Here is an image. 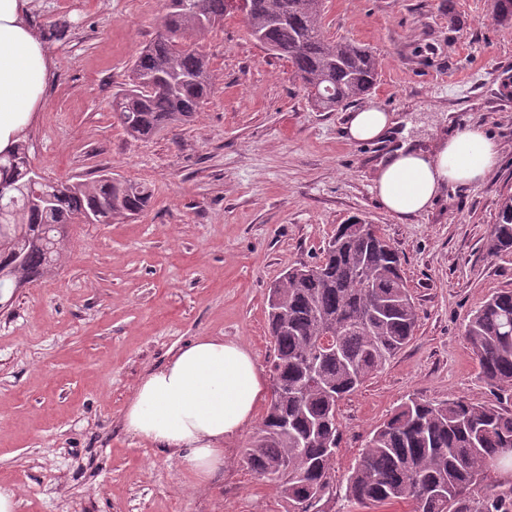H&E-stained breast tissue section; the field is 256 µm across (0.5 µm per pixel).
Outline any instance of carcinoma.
Returning a JSON list of instances; mask_svg holds the SVG:
<instances>
[{
	"instance_id": "carcinoma-1",
	"label": "carcinoma",
	"mask_w": 512,
	"mask_h": 512,
	"mask_svg": "<svg viewBox=\"0 0 512 512\" xmlns=\"http://www.w3.org/2000/svg\"><path fill=\"white\" fill-rule=\"evenodd\" d=\"M324 0H255L252 37L285 60L311 106L334 112L373 89L376 58L366 48L325 35ZM231 15L228 0H165L155 38L136 56L127 88L112 111L128 137L153 135L187 121L211 93L209 58L190 40ZM29 147L0 154V295L53 276L76 219L109 224L143 212L150 194L114 177L41 183L30 178ZM339 224L324 256L286 272L270 289L274 342L268 412L250 448L248 469L276 486L287 512H322L333 487L340 429L338 403L353 394L411 340L414 298L401 258L374 229L365 237ZM512 249V196L486 240L496 255ZM465 336L490 387L512 390V291L490 296L471 316ZM512 447V413L462 397L412 398L371 433L346 478L352 505L407 503L412 512H451L488 473L487 460Z\"/></svg>"
}]
</instances>
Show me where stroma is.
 <instances>
[{
    "instance_id": "stroma-1",
    "label": "stroma",
    "mask_w": 512,
    "mask_h": 512,
    "mask_svg": "<svg viewBox=\"0 0 512 512\" xmlns=\"http://www.w3.org/2000/svg\"><path fill=\"white\" fill-rule=\"evenodd\" d=\"M58 75L28 137L49 181L99 168L144 183L148 208L111 224L75 222L59 270L0 308V488L17 512H285L274 485L242 461L265 417L224 445V468L199 486L122 416L137 380L201 336L244 343L262 378L274 348L268 292L316 261L337 225L374 224L401 256L418 324L412 340L340 401L336 483L323 512H346L339 488L371 432L409 398L500 402L478 377L464 336L476 308L512 290V252L485 250L512 195V25L492 0H325L326 35L372 51L368 101L412 115L428 134L438 106L481 124L502 146L483 183L448 190L402 222L373 191L375 146L345 139L348 108L319 112L286 61L234 15L198 37L214 87L189 121L134 140L111 111L132 60L157 31L164 0H31Z\"/></svg>"
}]
</instances>
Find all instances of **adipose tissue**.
Wrapping results in <instances>:
<instances>
[{
  "label": "adipose tissue",
  "instance_id": "1",
  "mask_svg": "<svg viewBox=\"0 0 512 512\" xmlns=\"http://www.w3.org/2000/svg\"><path fill=\"white\" fill-rule=\"evenodd\" d=\"M28 4L0 0V153L26 140L56 78L57 61L32 24ZM403 123L370 103L351 112L345 125L349 141L385 146L374 190L381 207L399 220L429 211L448 187L482 183L499 165L500 144L482 125L453 126L424 142ZM263 396L260 371L242 345L201 337L140 377L123 425L168 451L203 485L222 469L225 442L250 425Z\"/></svg>",
  "mask_w": 512,
  "mask_h": 512
}]
</instances>
